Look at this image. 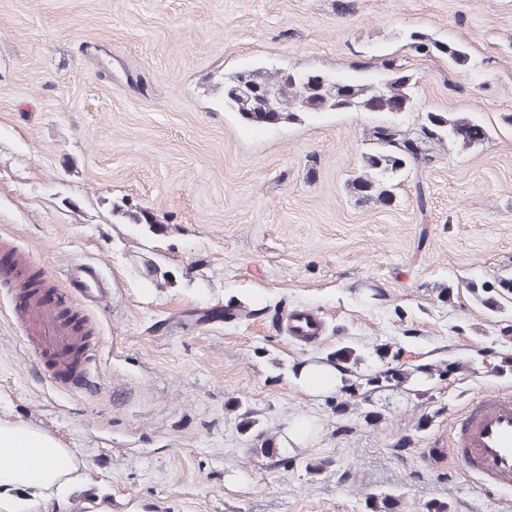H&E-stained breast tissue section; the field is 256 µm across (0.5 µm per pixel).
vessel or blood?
<instances>
[{"label": "vessel or blood", "instance_id": "obj_1", "mask_svg": "<svg viewBox=\"0 0 512 512\" xmlns=\"http://www.w3.org/2000/svg\"><path fill=\"white\" fill-rule=\"evenodd\" d=\"M34 258L14 239L0 236V286L11 297L10 317L25 337L51 382L81 390L96 375L101 343L80 310L101 307L112 298V280L99 265H65L61 284L31 287L25 277ZM288 334L301 343L319 339L324 323L316 314L297 310L285 321ZM451 451L490 495L512 487V390L488 389L475 396L453 421Z\"/></svg>", "mask_w": 512, "mask_h": 512}]
</instances>
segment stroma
Here are the masks:
<instances>
[{"mask_svg": "<svg viewBox=\"0 0 512 512\" xmlns=\"http://www.w3.org/2000/svg\"><path fill=\"white\" fill-rule=\"evenodd\" d=\"M414 33L466 65L414 52ZM389 60L417 80L411 111L258 128L224 108L242 68L377 84ZM430 112L489 138H429L394 203L357 201L345 181L374 128L417 138ZM2 233L41 279L82 258L112 280L88 313L104 348L88 393L45 378L0 289V422L77 464L64 494L10 491L13 512H371L383 492L400 512H512L447 452L469 400L512 388V303L467 288L512 277V0H0ZM298 309L322 318L317 341L284 332ZM345 347L359 361L336 390L297 383ZM398 370L410 381L368 383ZM246 413L277 440L308 432L272 457ZM412 42L410 43V48L415 52L425 51L427 49V53H429L430 47L434 48L439 53L446 55L448 60L456 65V66H464L467 63V57L465 53L457 48L448 46L446 43L441 42H429L428 39H423L422 35H411L410 36Z\"/></svg>", "mask_w": 512, "mask_h": 512, "instance_id": "1", "label": "stroma"}]
</instances>
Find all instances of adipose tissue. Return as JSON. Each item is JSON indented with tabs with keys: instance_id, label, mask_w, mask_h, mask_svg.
<instances>
[{
	"instance_id": "obj_1",
	"label": "adipose tissue",
	"mask_w": 512,
	"mask_h": 512,
	"mask_svg": "<svg viewBox=\"0 0 512 512\" xmlns=\"http://www.w3.org/2000/svg\"><path fill=\"white\" fill-rule=\"evenodd\" d=\"M76 465L51 437L19 423L0 424V490L33 495L63 490Z\"/></svg>"
}]
</instances>
